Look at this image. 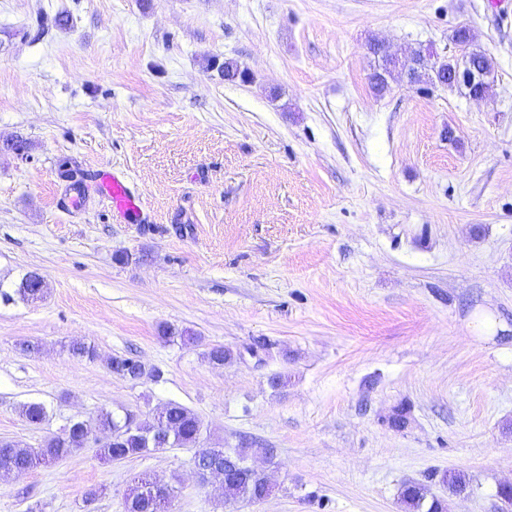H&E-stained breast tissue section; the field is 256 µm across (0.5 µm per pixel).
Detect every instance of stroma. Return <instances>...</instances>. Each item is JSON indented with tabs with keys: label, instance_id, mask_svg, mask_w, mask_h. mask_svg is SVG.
Masks as SVG:
<instances>
[{
	"label": "stroma",
	"instance_id": "obj_1",
	"mask_svg": "<svg viewBox=\"0 0 512 512\" xmlns=\"http://www.w3.org/2000/svg\"><path fill=\"white\" fill-rule=\"evenodd\" d=\"M460 27L496 63L492 97L403 78L373 93L371 41L448 56ZM105 166L141 222L94 191ZM66 169L86 183L76 210ZM30 271L40 298L0 300V440L37 448L72 421L178 403L201 447L273 449V495L240 512H404L410 482L447 512H501L512 0H0V288ZM116 356L147 376L113 373ZM196 449L110 462L90 446L0 479V512H126L144 474L170 512H227Z\"/></svg>",
	"mask_w": 512,
	"mask_h": 512
}]
</instances>
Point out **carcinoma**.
<instances>
[{
	"label": "carcinoma",
	"instance_id": "cac0c4a2",
	"mask_svg": "<svg viewBox=\"0 0 512 512\" xmlns=\"http://www.w3.org/2000/svg\"><path fill=\"white\" fill-rule=\"evenodd\" d=\"M374 56L375 65L370 75L372 89L377 93L390 90L389 81L395 76L404 74L412 76L415 83L427 81L430 84L455 87L452 80L454 61L430 60L423 54L422 49H410L405 54V59L399 63L391 62L387 48L377 41L369 46ZM210 67L217 69L226 80H247V74L241 70L238 63L227 59L219 64L212 61ZM44 288V280L36 273L29 272L23 276L15 290L22 298H34L41 294ZM130 413L120 417L111 412H103L99 416L101 427L114 431L116 439L97 449V453L109 460H126L139 457L151 450L158 448L190 447L195 445L201 436L202 425L198 416L188 408L171 403L162 410V415L153 416L146 421H137L138 430L125 429V420ZM89 443L83 422L72 421L60 435L48 439L44 446L33 448H21L11 442H0V479L9 478L12 475L24 471L33 470L50 461L71 456L84 448ZM219 452L230 458L238 467H243L248 462L251 454L260 453L267 461L273 460V454L267 448H252L239 446L237 448H211L203 449L201 462H209L210 453ZM262 494L260 477L247 473L224 481V500L249 502L259 498ZM402 503L405 512H446L445 501L431 494L430 490L420 484H409L402 492ZM127 512H166L161 504V497L149 489L139 485L135 486L127 499Z\"/></svg>",
	"mask_w": 512,
	"mask_h": 512
}]
</instances>
